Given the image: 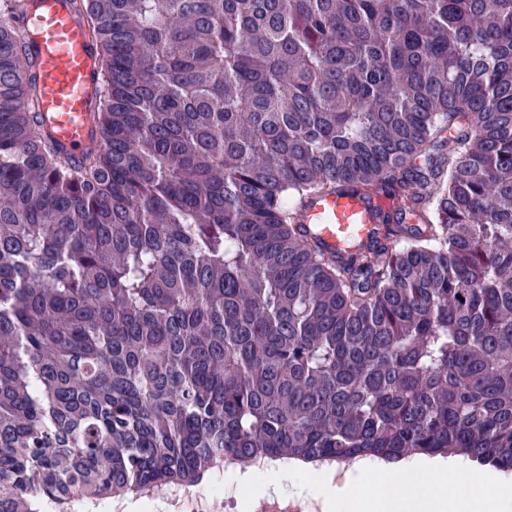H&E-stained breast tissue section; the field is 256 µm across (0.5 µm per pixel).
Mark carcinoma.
I'll use <instances>...</instances> for the list:
<instances>
[{
	"mask_svg": "<svg viewBox=\"0 0 512 512\" xmlns=\"http://www.w3.org/2000/svg\"><path fill=\"white\" fill-rule=\"evenodd\" d=\"M67 3L77 158L0 0V512L261 458L512 473V0ZM378 186L423 217L393 248L300 223Z\"/></svg>",
	"mask_w": 512,
	"mask_h": 512,
	"instance_id": "cac0c4a2",
	"label": "carcinoma"
}]
</instances>
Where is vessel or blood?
<instances>
[{
	"label": "vessel or blood",
	"mask_w": 512,
	"mask_h": 512,
	"mask_svg": "<svg viewBox=\"0 0 512 512\" xmlns=\"http://www.w3.org/2000/svg\"><path fill=\"white\" fill-rule=\"evenodd\" d=\"M36 17L17 24V37L30 43L41 87L40 110L56 138L80 151L92 127L89 103L97 87V60L84 26L63 0H39ZM396 198L380 192L326 194L314 198L306 224L317 228L328 244L357 236L368 239L374 225L397 213Z\"/></svg>",
	"instance_id": "obj_1"
}]
</instances>
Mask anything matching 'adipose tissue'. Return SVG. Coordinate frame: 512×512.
I'll return each instance as SVG.
<instances>
[{
  "label": "adipose tissue",
  "instance_id": "obj_1",
  "mask_svg": "<svg viewBox=\"0 0 512 512\" xmlns=\"http://www.w3.org/2000/svg\"><path fill=\"white\" fill-rule=\"evenodd\" d=\"M241 507L252 499L296 491L323 512H512V480L457 460L411 457L396 464L361 463L336 481L299 461L228 473Z\"/></svg>",
  "mask_w": 512,
  "mask_h": 512
}]
</instances>
